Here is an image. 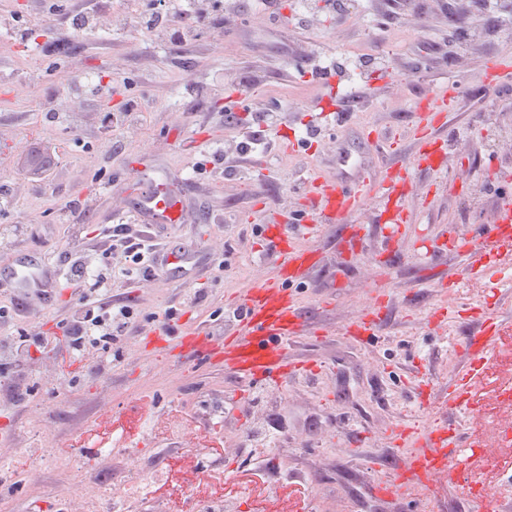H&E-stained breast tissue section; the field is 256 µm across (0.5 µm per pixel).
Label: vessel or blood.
I'll return each mask as SVG.
<instances>
[{
    "label": "vessel or blood",
    "instance_id": "vessel-or-blood-1",
    "mask_svg": "<svg viewBox=\"0 0 512 512\" xmlns=\"http://www.w3.org/2000/svg\"><path fill=\"white\" fill-rule=\"evenodd\" d=\"M448 93L439 91L417 114L418 129L425 130L438 124L447 109ZM310 191L314 205L309 220L304 224L287 227L277 226L271 238L279 242V277L263 280L251 297L242 304L239 319L240 333L217 341L207 336L183 339V346L202 353L224 352L229 366L240 377L281 385L290 374L286 361L289 341L302 327L294 297L284 288V277L305 265L310 255L306 249L289 245V235L313 236L320 225L343 222L352 212L367 204L375 197L391 195L394 185L382 184L367 189L364 181L325 180L311 182ZM140 214L154 216L164 224H178L182 221V206L177 197L158 186H150L144 192ZM512 237V206H505L497 223L482 224L473 229L470 236L464 237L460 250L464 256V275L467 280L480 283L488 288H504L508 282L500 270L491 268L484 261L486 245H497ZM39 262L28 257L11 264L0 274L8 279L25 283L35 282ZM382 320V309L370 304L352 327V335L365 342L375 336ZM499 328L494 319H486L480 335L470 337L468 347L471 352L470 376H481L487 366V352L495 342ZM394 432L402 441L413 440L414 436L423 439L422 449L412 453L405 470L400 474V482L427 481L438 473L456 474L466 466L468 439L453 427L434 425L422 433L414 429L395 427Z\"/></svg>",
    "mask_w": 512,
    "mask_h": 512
}]
</instances>
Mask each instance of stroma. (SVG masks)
Here are the masks:
<instances>
[{"label":"stroma","mask_w":512,"mask_h":512,"mask_svg":"<svg viewBox=\"0 0 512 512\" xmlns=\"http://www.w3.org/2000/svg\"><path fill=\"white\" fill-rule=\"evenodd\" d=\"M82 2L0 0V268L15 258L6 231L16 224L30 226L27 251L47 265L74 249L95 261L151 179L177 190L189 219L147 230L190 260L178 276L113 285L108 300L140 304L148 321L102 370L69 364L62 344L15 352L0 326V464L23 449H61L113 480L127 470L113 446L124 438L167 459L194 456L200 468L178 476L183 486L201 470L261 469L263 495L239 484L230 512H282L293 486L305 488L307 512H482L487 500L512 512V447L493 442L500 466L483 498L459 499L445 476L401 492L389 485L406 457L395 425L439 421L477 434L473 414L444 397L468 389V339L485 313L512 329V289L468 283L450 238L495 223L512 200V88L494 84L497 62L512 60V0H356L340 21L318 12L305 26L292 19L293 0H281L275 25L223 0L201 38L178 44L140 27L150 0H104L94 23L72 26ZM332 62L345 70L335 92L313 74ZM444 85L453 92L431 133L439 152L420 164L413 117ZM140 95L150 111L101 132L109 99ZM229 110L268 111L273 149L251 153L234 177L194 180L204 155L235 159L248 137L247 125L226 123ZM299 167L308 180H400L403 222L389 248L379 204L305 240L313 260L292 285L303 327L286 354L303 372L277 389L225 372L220 358L193 363L166 335L164 312L197 290L178 335L233 333L225 311L278 273L269 226L307 219ZM75 197L89 204L77 225L64 210ZM422 239L431 253L421 260ZM14 293L32 336L79 308L80 289L63 276L50 296ZM375 297L384 319L362 343L348 329L360 299ZM200 433L222 437V455L193 454ZM65 492L63 472L21 477L0 485V512H63Z\"/></svg>","instance_id":"stroma-1"}]
</instances>
